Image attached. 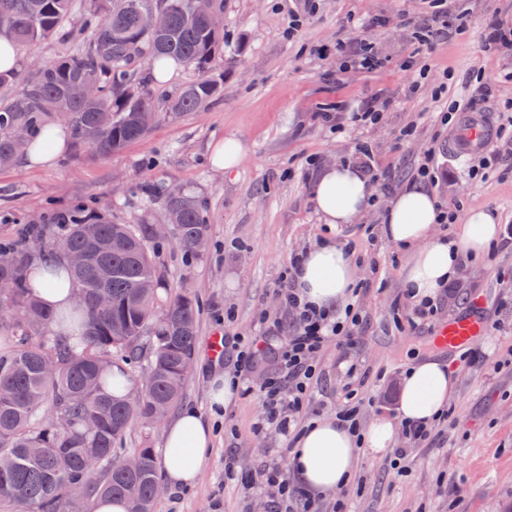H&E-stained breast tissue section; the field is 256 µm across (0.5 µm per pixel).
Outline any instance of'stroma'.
<instances>
[{"instance_id": "35a3bbf8", "label": "stroma", "mask_w": 512, "mask_h": 512, "mask_svg": "<svg viewBox=\"0 0 512 512\" xmlns=\"http://www.w3.org/2000/svg\"><path fill=\"white\" fill-rule=\"evenodd\" d=\"M464 32H449L427 58L429 75L412 89L413 71L404 67L413 52L410 23L429 12L427 0H224V50L207 72L221 81L218 104L181 115L168 103L197 71L179 68L163 83L154 81L147 62L138 77L151 90L160 114L147 137L103 156L89 147H70L55 164L28 168L15 163L0 171V241L15 240L29 217L44 219L83 203L114 222L138 224L166 220L163 206L142 190L152 180L184 189L202 204L210 249L187 260L163 246L156 254L162 278L161 299L187 291L201 304L199 347L185 388L184 404L207 409L208 369L231 368V361L211 355L214 338L259 335L263 321L282 318L274 293L293 253L330 239L351 248L355 278L362 290L357 303L363 321L355 347L341 355L328 341L317 355L319 376L304 419L335 417L348 398L363 401L362 423L396 414L403 368L416 356L436 353L434 337L444 325L477 316L486 335L469 345L476 361L454 366L458 392L449 406L455 418L431 447L406 448L404 473L390 467L392 452L366 454L348 485L319 495L321 512H335L344 499L347 512H512V240L500 239L484 258L462 264L453 287L443 289L435 316L415 325H396L404 305L401 268L404 252L382 235L389 200L410 181L427 149H435L440 167L453 179L434 195L457 214L488 209L500 225H512V139H492L484 150L465 154L449 148L456 132L441 125L443 100H469L470 111L500 118L512 100V57L485 51L483 24L512 13V0H465ZM300 27L286 29L291 17ZM385 17V26L373 21ZM374 43L385 58L383 68L368 72L342 68L335 53L322 45L337 41ZM483 78L488 99L472 98V85ZM441 97H434L435 86ZM393 106L373 125L345 123L336 131L322 121L337 105L347 110L375 98ZM411 127V139L399 140ZM233 138L242 145L231 170L219 171L209 159L211 147ZM384 176L375 188L376 205L351 224L330 228L310 200V183L319 168L343 162L359 164V144ZM488 165L491 177L470 179V167ZM270 359L259 360L216 428L213 453L199 481L182 490L167 489L155 512H274L263 488V470L288 465V439L270 430L255 434L262 416L255 392L272 372ZM251 475L255 490L224 477L226 465Z\"/></svg>"}]
</instances>
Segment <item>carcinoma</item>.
<instances>
[{"mask_svg": "<svg viewBox=\"0 0 512 512\" xmlns=\"http://www.w3.org/2000/svg\"><path fill=\"white\" fill-rule=\"evenodd\" d=\"M146 13L162 15L164 26H144ZM0 37L20 49L55 37L59 45L26 73H0V87L18 85L0 101V169L58 121L101 155L141 140L159 113L148 91L131 87L133 63L175 58L202 71L224 47V30L196 14L193 0H0ZM220 95L216 82L200 79L169 111L195 112ZM148 193L181 212L174 243L198 256L193 241L208 234L199 202L179 188ZM160 246L150 223L117 224L82 206L0 244V512H75L97 495L154 512V449L125 448L126 434L181 401L199 340L194 295L160 304ZM72 252L90 253L68 269L84 299L58 315L35 298L27 272ZM143 358L138 385L126 366Z\"/></svg>", "mask_w": 512, "mask_h": 512, "instance_id": "1", "label": "carcinoma"}]
</instances>
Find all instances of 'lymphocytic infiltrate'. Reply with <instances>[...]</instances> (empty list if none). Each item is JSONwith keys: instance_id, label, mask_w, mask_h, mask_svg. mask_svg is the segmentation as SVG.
<instances>
[{"instance_id": "obj_1", "label": "lymphocytic infiltrate", "mask_w": 512, "mask_h": 512, "mask_svg": "<svg viewBox=\"0 0 512 512\" xmlns=\"http://www.w3.org/2000/svg\"><path fill=\"white\" fill-rule=\"evenodd\" d=\"M299 261V255L290 257L288 270L275 288L287 319L274 321L273 327L286 341L276 353L277 371L259 388L263 416L256 425L257 430L272 427L288 437L298 436L302 429L303 409L317 377L316 354L331 338L337 346L352 349L362 322L359 308L352 304L340 314L303 304L295 280ZM263 477L282 512H312L314 498L305 488L294 485L284 469L269 467Z\"/></svg>"}]
</instances>
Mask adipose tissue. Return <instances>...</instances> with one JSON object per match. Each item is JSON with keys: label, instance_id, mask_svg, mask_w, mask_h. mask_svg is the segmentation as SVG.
Masks as SVG:
<instances>
[{"label": "adipose tissue", "instance_id": "obj_1", "mask_svg": "<svg viewBox=\"0 0 512 512\" xmlns=\"http://www.w3.org/2000/svg\"><path fill=\"white\" fill-rule=\"evenodd\" d=\"M314 207L325 224H351L370 203L373 187L349 164L323 169L311 185ZM442 214L422 184L407 186L389 203L383 224L385 238L405 249L401 279L404 293L416 304L437 298L468 259L488 254L498 242L495 216L469 211L453 236L436 233ZM296 286L304 302L335 311L355 286L353 260L344 246L326 242L305 252L298 265ZM457 380L437 357L412 362L401 377L398 421L379 418L363 431L336 420L307 423L294 443L290 467L307 488L331 491L348 484L364 451L385 452L395 442L399 424H433L445 412ZM240 381L229 372L212 374L209 412L183 408L164 431L163 476L174 487L195 485L212 452L213 422L238 398Z\"/></svg>", "mask_w": 512, "mask_h": 512}]
</instances>
